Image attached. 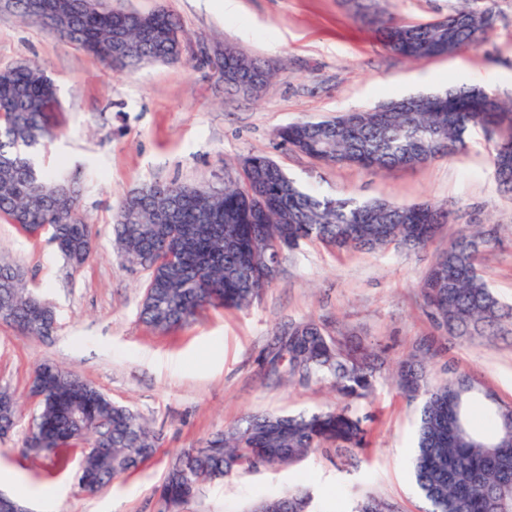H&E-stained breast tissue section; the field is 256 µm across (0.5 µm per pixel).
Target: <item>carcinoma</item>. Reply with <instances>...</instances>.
I'll list each match as a JSON object with an SVG mask.
<instances>
[{
	"label": "carcinoma",
	"instance_id": "1",
	"mask_svg": "<svg viewBox=\"0 0 512 512\" xmlns=\"http://www.w3.org/2000/svg\"><path fill=\"white\" fill-rule=\"evenodd\" d=\"M465 5L433 21L406 23L383 12L359 16L378 29L384 46L406 59L437 57L452 50L475 49L496 23L495 0L474 9ZM55 35L94 54L102 63L122 69L143 63L181 60L179 26L168 12L139 13L104 7L91 13L83 0H54ZM127 36V55L116 65L112 57L114 20ZM224 69L265 85L270 64L231 47L224 48ZM56 89L44 72L29 63L0 71V216L36 232L46 226L57 250L73 267L90 256L92 227L74 212L76 182L51 177L36 165L39 148L55 137L52 113ZM512 101L493 92L462 85L422 95L420 110L396 107L350 112L327 128L302 122L276 131L275 138L310 158L371 172L414 168L466 147L474 128L500 127L490 162L499 189L512 195V178L498 170L503 151L512 150V123L504 124ZM448 208L435 201L390 204L385 199L356 202L302 189L266 156L244 160L234 182L204 197L198 187L152 183L128 192L116 224V244L126 256L152 253L139 315L152 330L165 333L188 324L205 308L244 310L253 305L275 277L252 264L250 255L261 240L272 249L292 251L310 242L338 251L384 252L389 248L423 250L433 240ZM494 236V228L466 224L438 253L417 288L436 327L455 321L460 337L494 336L512 325L507 306L489 288L478 260ZM0 320L29 336H49L54 310L25 285L22 270L0 264ZM321 322L308 319L278 333L261 357L265 374L301 386L322 385L336 392L340 405L298 415L249 414L207 440L208 446L179 453L161 486H192L205 480L250 473L261 467L290 465L309 450L331 444L350 452L369 446L368 417L354 403L370 399L378 381L376 355L320 332ZM437 355L435 340H419L396 371L400 393L419 402L417 448L412 469L426 512H512V415L491 406L479 393H461L456 383L472 381L447 361L446 378L431 382L427 363ZM45 391L39 415L28 435L50 438L39 455L51 459L61 448L80 440V430L93 420L111 424L107 454H87L81 463L95 474L94 491L112 479L137 470L156 448V436L131 409L115 404L78 375L60 369ZM0 390V434L16 423L18 403L4 400ZM491 419L488 434L472 430L478 409ZM390 503L363 497L354 512H385Z\"/></svg>",
	"mask_w": 512,
	"mask_h": 512
}]
</instances>
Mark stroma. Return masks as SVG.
Returning a JSON list of instances; mask_svg holds the SVG:
<instances>
[{"instance_id":"1","label":"stroma","mask_w":512,"mask_h":512,"mask_svg":"<svg viewBox=\"0 0 512 512\" xmlns=\"http://www.w3.org/2000/svg\"><path fill=\"white\" fill-rule=\"evenodd\" d=\"M226 16L210 0H106L115 10L174 14L182 29V61L135 70L105 66L20 16L0 12V70L38 64L57 88L60 129L40 156L48 174L65 171L82 189L80 213L93 226L95 249L72 268L49 234L34 237L0 220V261L21 267L29 288L56 311L51 336H23L0 321V389L21 405L14 431L0 435V471L17 484L0 493L27 512H158L155 488L169 461L245 414H297L336 405L316 385L264 381L260 357L274 332L291 321L324 320L332 336L383 349L388 362L407 357L414 342L436 335L416 288L433 256L459 227L492 224L498 234L479 263L494 292L512 305V197L502 194L484 131L466 135L452 157L402 171L372 173L328 165L278 146L276 129L370 111L403 96L467 84L512 100V0H496L494 30L478 48L430 59L392 55L375 32L356 21L344 0H240ZM404 22L447 15L457 0H379ZM267 60L270 82L254 96L226 92L224 47ZM265 154L303 187L365 201L435 200L456 211L419 253L338 252L304 244L286 254L270 288L247 310H207L191 324L159 333L139 319L148 273L130 266L115 244L120 202L154 182L223 186L241 162ZM448 359L512 403V331L448 339ZM45 360L66 367L114 402L136 410L160 437L134 472L95 493L76 480L80 448L48 461L24 444L33 412L30 382ZM370 446L346 458L317 448L301 461L203 483L181 512H251L261 500L295 489L310 512H352L372 493L397 512H424L411 478L417 412L391 377L380 378L371 401ZM68 489L63 502L52 490Z\"/></svg>"}]
</instances>
